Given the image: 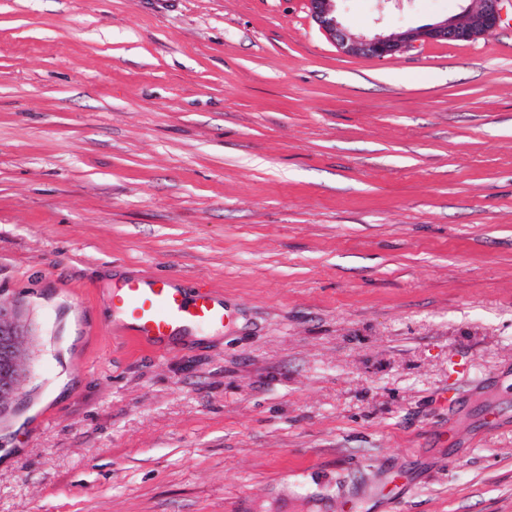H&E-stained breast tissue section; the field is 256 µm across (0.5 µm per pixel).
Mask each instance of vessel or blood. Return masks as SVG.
<instances>
[{
	"label": "vessel or blood",
	"instance_id": "vessel-or-blood-1",
	"mask_svg": "<svg viewBox=\"0 0 512 512\" xmlns=\"http://www.w3.org/2000/svg\"><path fill=\"white\" fill-rule=\"evenodd\" d=\"M117 309L132 335L161 348L187 327H216L230 313L214 289L200 287L187 294L176 275L129 278L118 297Z\"/></svg>",
	"mask_w": 512,
	"mask_h": 512
}]
</instances>
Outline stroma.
I'll list each match as a JSON object with an SVG mask.
<instances>
[{
    "label": "stroma",
    "mask_w": 512,
    "mask_h": 512,
    "mask_svg": "<svg viewBox=\"0 0 512 512\" xmlns=\"http://www.w3.org/2000/svg\"><path fill=\"white\" fill-rule=\"evenodd\" d=\"M173 271L231 319L164 353L112 299ZM1 303L0 512H320L384 467L357 512H512V9L377 59L309 0H0ZM24 331H15L12 333H3L0 332V384L3 386L10 385L15 381L18 382L22 377L23 373H21L18 378V371L13 368L9 361V348L12 342L15 339H26L27 336H23Z\"/></svg>",
    "instance_id": "35a3bbf8"
}]
</instances>
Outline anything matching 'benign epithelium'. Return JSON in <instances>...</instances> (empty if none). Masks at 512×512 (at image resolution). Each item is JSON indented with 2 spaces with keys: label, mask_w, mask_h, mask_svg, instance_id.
<instances>
[{
  "label": "benign epithelium",
  "mask_w": 512,
  "mask_h": 512,
  "mask_svg": "<svg viewBox=\"0 0 512 512\" xmlns=\"http://www.w3.org/2000/svg\"><path fill=\"white\" fill-rule=\"evenodd\" d=\"M507 0H471L458 19L409 27L398 35L353 36L338 20L336 0H309L312 16L346 54L383 59L416 44L468 42L492 34L502 21Z\"/></svg>",
  "instance_id": "1"
}]
</instances>
